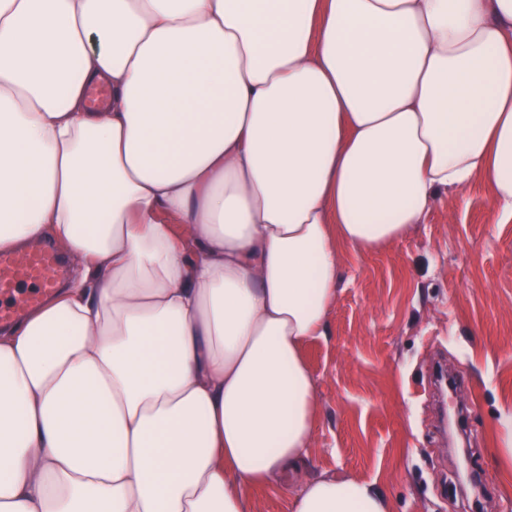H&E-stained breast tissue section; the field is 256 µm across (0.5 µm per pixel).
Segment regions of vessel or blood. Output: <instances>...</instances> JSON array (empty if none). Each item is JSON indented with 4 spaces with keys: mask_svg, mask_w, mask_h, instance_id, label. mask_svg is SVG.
Instances as JSON below:
<instances>
[{
    "mask_svg": "<svg viewBox=\"0 0 512 512\" xmlns=\"http://www.w3.org/2000/svg\"><path fill=\"white\" fill-rule=\"evenodd\" d=\"M55 252L48 247L0 253V323L21 318L53 293L56 282L48 269L58 267Z\"/></svg>",
    "mask_w": 512,
    "mask_h": 512,
    "instance_id": "b4317fda",
    "label": "vessel or blood"
}]
</instances>
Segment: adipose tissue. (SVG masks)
<instances>
[{
  "instance_id": "1",
  "label": "adipose tissue",
  "mask_w": 512,
  "mask_h": 512,
  "mask_svg": "<svg viewBox=\"0 0 512 512\" xmlns=\"http://www.w3.org/2000/svg\"><path fill=\"white\" fill-rule=\"evenodd\" d=\"M478 178L512 222V0H0V251L77 262L0 329V512H390L305 471L303 349ZM254 512H291V491L286 489L249 490Z\"/></svg>"
}]
</instances>
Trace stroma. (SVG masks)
Listing matches in <instances>:
<instances>
[{
	"label": "stroma",
	"instance_id": "stroma-1",
	"mask_svg": "<svg viewBox=\"0 0 512 512\" xmlns=\"http://www.w3.org/2000/svg\"><path fill=\"white\" fill-rule=\"evenodd\" d=\"M340 277L328 334L305 349L318 395L308 474L374 482L392 512H512V461L496 449L512 405V223H497L488 188L440 193L380 252L342 249ZM437 363L464 381L474 500L441 433Z\"/></svg>",
	"mask_w": 512,
	"mask_h": 512
}]
</instances>
